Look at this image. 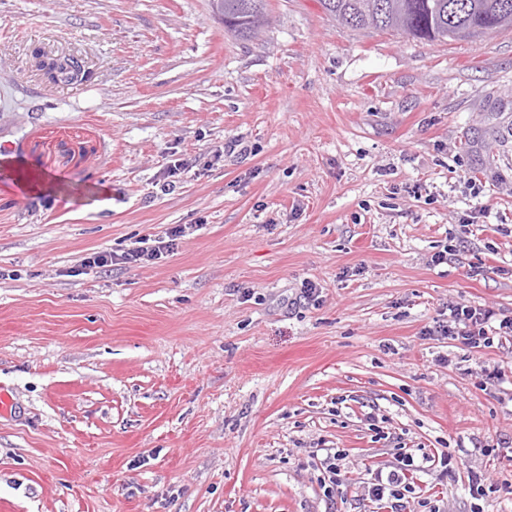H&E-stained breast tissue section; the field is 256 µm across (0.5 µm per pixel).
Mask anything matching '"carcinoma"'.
Returning <instances> with one entry per match:
<instances>
[{
    "label": "carcinoma",
    "mask_w": 512,
    "mask_h": 512,
    "mask_svg": "<svg viewBox=\"0 0 512 512\" xmlns=\"http://www.w3.org/2000/svg\"><path fill=\"white\" fill-rule=\"evenodd\" d=\"M324 12L352 30L375 29L415 40L455 41L512 28V0H319ZM224 28L243 40L268 22L267 0H211Z\"/></svg>",
    "instance_id": "1"
}]
</instances>
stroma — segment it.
<instances>
[{"label":"stroma","mask_w":512,"mask_h":512,"mask_svg":"<svg viewBox=\"0 0 512 512\" xmlns=\"http://www.w3.org/2000/svg\"><path fill=\"white\" fill-rule=\"evenodd\" d=\"M267 8L244 41L210 0H0L8 512H386L367 486L408 456L411 512H512V348L427 333L452 302L512 317V29ZM177 226L167 257L84 264ZM339 452L340 451H336L333 454L327 453L325 459H323V469L327 476L323 477L322 487L324 495L328 498H332L334 486H336L340 478L341 470L339 469L338 463H336V461L340 460L339 457L341 454H339ZM326 479L328 480V483L326 482Z\"/></svg>","instance_id":"35a3bbf8"}]
</instances>
